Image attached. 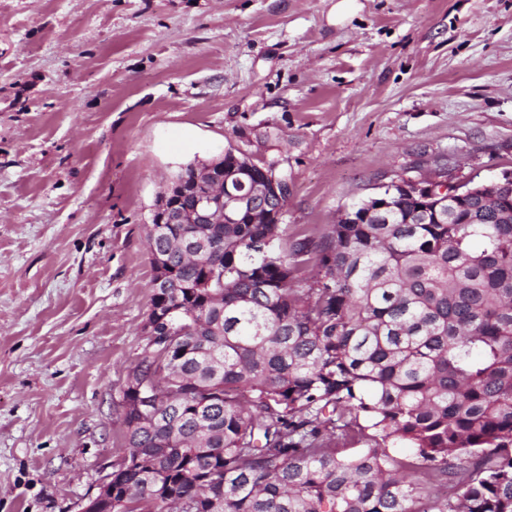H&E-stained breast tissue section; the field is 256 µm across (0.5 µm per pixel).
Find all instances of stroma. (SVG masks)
Segmentation results:
<instances>
[{
  "mask_svg": "<svg viewBox=\"0 0 512 512\" xmlns=\"http://www.w3.org/2000/svg\"><path fill=\"white\" fill-rule=\"evenodd\" d=\"M358 2L0 0V512H76L123 456L181 166L276 162L292 240L399 178L512 170V0Z\"/></svg>",
  "mask_w": 512,
  "mask_h": 512,
  "instance_id": "1",
  "label": "stroma"
}]
</instances>
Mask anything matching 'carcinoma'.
Returning a JSON list of instances; mask_svg holds the SVG:
<instances>
[{"label":"carcinoma","instance_id":"carcinoma-1","mask_svg":"<svg viewBox=\"0 0 512 512\" xmlns=\"http://www.w3.org/2000/svg\"><path fill=\"white\" fill-rule=\"evenodd\" d=\"M286 203L148 225L168 287L112 512H512V181L449 204L387 185L317 241H288Z\"/></svg>","mask_w":512,"mask_h":512}]
</instances>
